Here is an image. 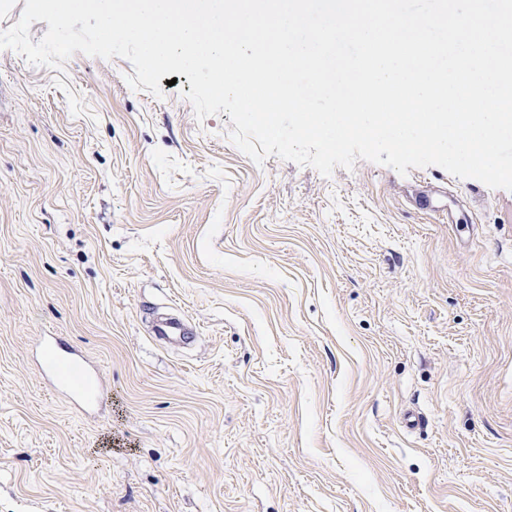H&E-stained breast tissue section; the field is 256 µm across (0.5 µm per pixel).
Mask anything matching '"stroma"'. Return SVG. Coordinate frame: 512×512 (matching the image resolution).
<instances>
[{
  "label": "stroma",
  "instance_id": "35a3bbf8",
  "mask_svg": "<svg viewBox=\"0 0 512 512\" xmlns=\"http://www.w3.org/2000/svg\"><path fill=\"white\" fill-rule=\"evenodd\" d=\"M133 72L0 50V512H512V191L258 165ZM50 333L98 413L47 389ZM155 334L157 336H167L187 341L194 334V331L187 321L170 317L158 322ZM41 348L55 355L58 363L86 367L87 362L75 350L64 344L60 336H43Z\"/></svg>",
  "mask_w": 512,
  "mask_h": 512
}]
</instances>
